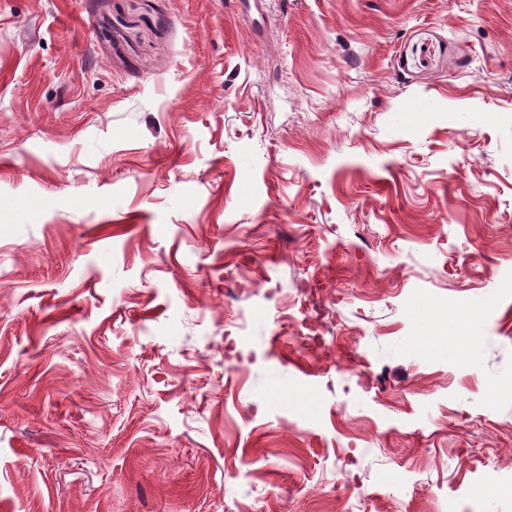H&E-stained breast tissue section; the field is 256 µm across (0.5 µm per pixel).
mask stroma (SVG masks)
Segmentation results:
<instances>
[{"label":"stroma","mask_w":512,"mask_h":512,"mask_svg":"<svg viewBox=\"0 0 512 512\" xmlns=\"http://www.w3.org/2000/svg\"><path fill=\"white\" fill-rule=\"evenodd\" d=\"M510 382L512 0H0V512H512Z\"/></svg>","instance_id":"obj_1"}]
</instances>
